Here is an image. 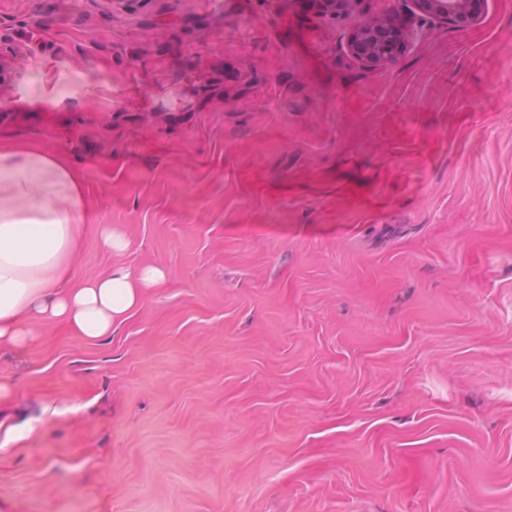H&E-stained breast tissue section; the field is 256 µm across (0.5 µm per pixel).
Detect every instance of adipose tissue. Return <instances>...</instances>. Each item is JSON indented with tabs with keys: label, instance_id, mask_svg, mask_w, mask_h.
Here are the masks:
<instances>
[{
	"label": "adipose tissue",
	"instance_id": "adipose-tissue-1",
	"mask_svg": "<svg viewBox=\"0 0 512 512\" xmlns=\"http://www.w3.org/2000/svg\"><path fill=\"white\" fill-rule=\"evenodd\" d=\"M84 181L56 152L0 142V343L26 345L36 321L93 343L140 307L165 272L116 267L77 279L72 257L84 227Z\"/></svg>",
	"mask_w": 512,
	"mask_h": 512
}]
</instances>
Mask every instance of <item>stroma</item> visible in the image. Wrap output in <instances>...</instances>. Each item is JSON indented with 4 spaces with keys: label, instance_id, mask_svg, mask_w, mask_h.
Masks as SVG:
<instances>
[{
    "label": "stroma",
    "instance_id": "35a3bbf8",
    "mask_svg": "<svg viewBox=\"0 0 512 512\" xmlns=\"http://www.w3.org/2000/svg\"><path fill=\"white\" fill-rule=\"evenodd\" d=\"M259 8L0 0V141L82 172L77 277L166 273L0 345V512H512V0L376 67L352 28L410 0ZM98 241L102 249L112 253H123L129 247V242L125 236L109 226L99 227Z\"/></svg>",
    "mask_w": 512,
    "mask_h": 512
}]
</instances>
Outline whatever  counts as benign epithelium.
<instances>
[{"label": "benign epithelium", "mask_w": 512, "mask_h": 512, "mask_svg": "<svg viewBox=\"0 0 512 512\" xmlns=\"http://www.w3.org/2000/svg\"><path fill=\"white\" fill-rule=\"evenodd\" d=\"M418 11L457 28L477 21L486 0H414ZM418 36L413 22L397 15H386L358 23L350 35L352 55L362 64L392 62L405 54Z\"/></svg>", "instance_id": "benign-epithelium-1"}]
</instances>
